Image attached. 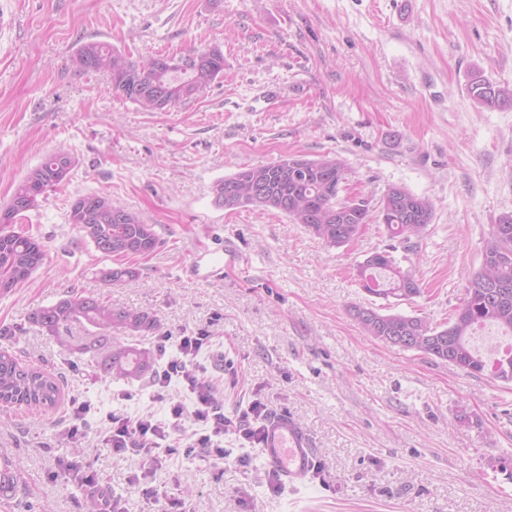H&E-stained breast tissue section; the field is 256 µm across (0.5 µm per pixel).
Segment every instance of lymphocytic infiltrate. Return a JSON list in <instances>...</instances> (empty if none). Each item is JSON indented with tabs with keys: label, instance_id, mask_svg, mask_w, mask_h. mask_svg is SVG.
Masks as SVG:
<instances>
[{
	"label": "lymphocytic infiltrate",
	"instance_id": "lymphocytic-infiltrate-1",
	"mask_svg": "<svg viewBox=\"0 0 512 512\" xmlns=\"http://www.w3.org/2000/svg\"><path fill=\"white\" fill-rule=\"evenodd\" d=\"M209 342V337L204 335L178 337L175 355L153 376V384L158 389L179 385L183 393L194 399L193 409H186L178 400L172 402L170 418L166 421L151 414L113 415L112 428L105 439L113 451L123 452L131 448L142 453L149 465H158L164 456L172 454L174 434L181 432L183 420L190 419L204 423L206 429L191 434L188 451L205 457H224L227 423L218 407L216 386L197 363L198 355Z\"/></svg>",
	"mask_w": 512,
	"mask_h": 512
}]
</instances>
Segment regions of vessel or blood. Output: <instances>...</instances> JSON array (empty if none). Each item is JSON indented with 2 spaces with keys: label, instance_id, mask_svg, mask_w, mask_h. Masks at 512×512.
Masks as SVG:
<instances>
[{
  "label": "vessel or blood",
  "instance_id": "vessel-or-blood-1",
  "mask_svg": "<svg viewBox=\"0 0 512 512\" xmlns=\"http://www.w3.org/2000/svg\"><path fill=\"white\" fill-rule=\"evenodd\" d=\"M265 460L289 488L306 486L316 473L315 450L309 434L291 417L267 419L262 441Z\"/></svg>",
  "mask_w": 512,
  "mask_h": 512
}]
</instances>
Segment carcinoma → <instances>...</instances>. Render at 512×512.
<instances>
[{"label":"carcinoma","mask_w":512,"mask_h":512,"mask_svg":"<svg viewBox=\"0 0 512 512\" xmlns=\"http://www.w3.org/2000/svg\"><path fill=\"white\" fill-rule=\"evenodd\" d=\"M193 69L179 73L171 65L151 59L139 62L110 44L91 41L72 56L78 72L112 71V91L148 112L171 110L193 98L224 73V53L211 47L192 54ZM471 99L486 107H511L512 88L476 75L468 86ZM74 165L66 153H50L29 170L16 187L9 203L0 209V296L22 287L44 263L45 251L37 239L18 233L13 221L39 207L40 198L63 185ZM350 181L349 168L336 156L315 160L282 158L259 166L245 167L219 180L214 186L215 203L225 209L245 208L237 188L258 184L262 194L252 207L275 209L303 225L330 247L355 240L373 216L370 202L342 197ZM433 203L400 186L384 194L378 219L392 238L408 243L431 223ZM69 223L79 236L92 243L103 256L122 258L152 252L157 244L153 227L106 193L80 195L70 204ZM111 284L136 277L137 271L121 264L100 271ZM360 286L383 297L410 299L420 294L418 281L403 271L387 251H375L357 267ZM353 318L370 337L393 347L416 350L453 364L469 373L491 369L492 376L512 382V354L488 363L470 344L472 331L493 323L512 335V213L499 217L483 248L481 268L469 279L466 298L448 326H433L426 319L400 313H382L372 307L355 306ZM29 320L60 344L70 345L64 332L77 322L94 328L93 335L78 346L93 355L103 341L118 330L125 337L149 336L155 332L156 316L133 308L114 309L94 296L71 294L59 302L38 307ZM157 357L153 350L120 340L109 353L94 360V368L105 378L138 381L154 373ZM59 378L27 366L6 349L0 350V403L56 407L60 398ZM19 468L0 463V499L15 497Z\"/></svg>","instance_id":"obj_1"}]
</instances>
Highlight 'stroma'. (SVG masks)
I'll use <instances>...</instances> for the list:
<instances>
[{
	"mask_svg": "<svg viewBox=\"0 0 512 512\" xmlns=\"http://www.w3.org/2000/svg\"><path fill=\"white\" fill-rule=\"evenodd\" d=\"M0 206L45 154L76 160L15 231L43 244V266L0 296V349L61 375L55 410L0 404V461L21 468L0 512H83L93 490L119 512H512V383L366 336L355 305L447 324L494 224L512 212V107L475 104L479 74L512 87V0H0ZM87 41L145 61L219 47L224 73L172 112H146L110 79L74 70ZM330 154L352 171L348 196L379 204L401 186L434 203L411 242L370 220L328 247L275 210H227L215 183L284 156ZM103 192L152 224L146 256L115 266L68 222L73 199ZM236 261L212 275L209 252ZM389 251L421 288L409 299L365 292L357 265ZM82 292L156 315L159 337L206 334L198 357L231 421L226 458L176 447L157 468L104 439L111 418L166 419L150 378H102L29 320ZM294 417L320 469L307 488L271 489L259 445L241 444L247 408ZM78 435H70L71 427ZM93 474L96 489L82 484Z\"/></svg>",
	"mask_w": 512,
	"mask_h": 512,
	"instance_id": "35a3bbf8",
	"label": "stroma"
}]
</instances>
